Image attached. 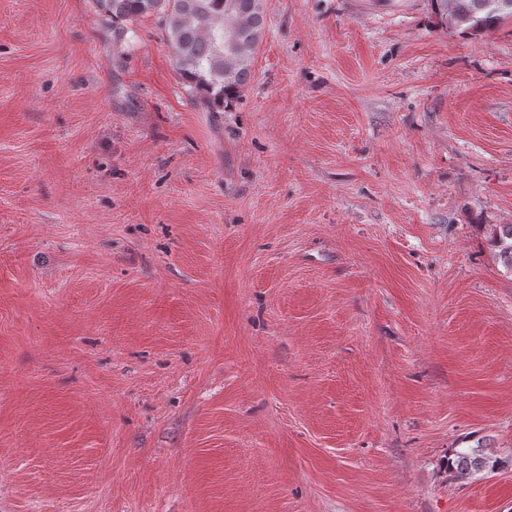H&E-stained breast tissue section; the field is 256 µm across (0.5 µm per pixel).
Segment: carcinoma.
<instances>
[{"mask_svg": "<svg viewBox=\"0 0 512 512\" xmlns=\"http://www.w3.org/2000/svg\"><path fill=\"white\" fill-rule=\"evenodd\" d=\"M112 20V39L123 42L132 25L156 14L165 20L163 40L181 87L208 112H228L252 78L265 35L266 0H95ZM440 25L463 34L489 32L512 20V0H429ZM497 244L512 271V224L500 226ZM504 460L474 448H454L448 472L455 478L493 473Z\"/></svg>", "mask_w": 512, "mask_h": 512, "instance_id": "cac0c4a2", "label": "carcinoma"}]
</instances>
